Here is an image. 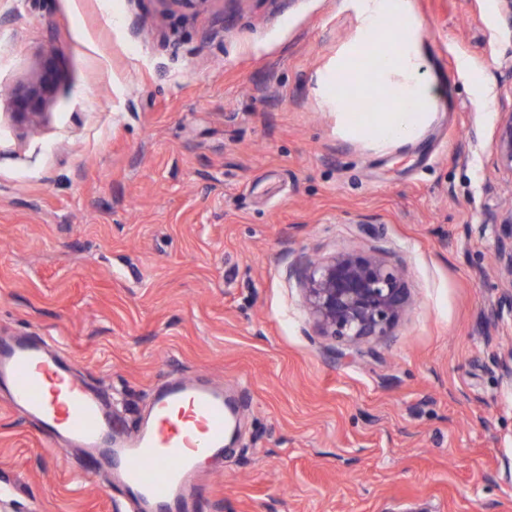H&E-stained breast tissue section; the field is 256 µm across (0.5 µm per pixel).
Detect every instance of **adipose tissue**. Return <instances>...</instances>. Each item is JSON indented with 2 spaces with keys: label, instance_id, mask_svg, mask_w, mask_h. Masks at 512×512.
I'll use <instances>...</instances> for the list:
<instances>
[{
  "label": "adipose tissue",
  "instance_id": "adipose-tissue-1",
  "mask_svg": "<svg viewBox=\"0 0 512 512\" xmlns=\"http://www.w3.org/2000/svg\"><path fill=\"white\" fill-rule=\"evenodd\" d=\"M358 39L337 60L322 84L346 126L381 145L412 143L432 118L433 95L422 75L420 25L408 17L404 0H361ZM374 49L372 72L356 66L363 49ZM376 96L388 102L386 112L357 115L350 103Z\"/></svg>",
  "mask_w": 512,
  "mask_h": 512
}]
</instances>
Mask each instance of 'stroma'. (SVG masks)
I'll use <instances>...</instances> for the list:
<instances>
[{
	"label": "stroma",
	"instance_id": "stroma-1",
	"mask_svg": "<svg viewBox=\"0 0 512 512\" xmlns=\"http://www.w3.org/2000/svg\"><path fill=\"white\" fill-rule=\"evenodd\" d=\"M433 117L345 135L318 84L358 0H0V337H52L135 428L152 390L219 383L238 438L201 512H512V390L486 340L497 0H407ZM50 74L45 119L8 91ZM491 103L482 107L480 88ZM360 247L403 268L391 336L317 333L297 268ZM0 512H133L0 398Z\"/></svg>",
	"mask_w": 512,
	"mask_h": 512
}]
</instances>
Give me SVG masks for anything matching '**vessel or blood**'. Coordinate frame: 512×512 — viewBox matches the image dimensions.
<instances>
[{"mask_svg":"<svg viewBox=\"0 0 512 512\" xmlns=\"http://www.w3.org/2000/svg\"><path fill=\"white\" fill-rule=\"evenodd\" d=\"M43 439L77 449L117 479L135 512H191L201 457L224 455V387L182 379L156 390L126 434L110 398L79 375L45 337L0 341V395Z\"/></svg>","mask_w":512,"mask_h":512,"instance_id":"obj_1","label":"vessel or blood"}]
</instances>
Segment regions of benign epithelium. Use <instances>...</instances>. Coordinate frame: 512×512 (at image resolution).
Wrapping results in <instances>:
<instances>
[{
    "label": "benign epithelium",
    "instance_id": "benign-epithelium-1",
    "mask_svg": "<svg viewBox=\"0 0 512 512\" xmlns=\"http://www.w3.org/2000/svg\"><path fill=\"white\" fill-rule=\"evenodd\" d=\"M503 90L504 112L492 144L493 167L512 178V59L498 70ZM44 86L32 85L26 95L15 96L19 122L34 129L42 118L40 103ZM500 228L495 240V262L491 277L497 294L484 310L486 329L497 327L504 313L512 315V203L491 216ZM302 285L304 304L322 336L356 347L392 334L411 303L400 265L377 251L353 249L316 262H306L296 270ZM501 379L512 386V347L495 357Z\"/></svg>",
    "mask_w": 512,
    "mask_h": 512
}]
</instances>
